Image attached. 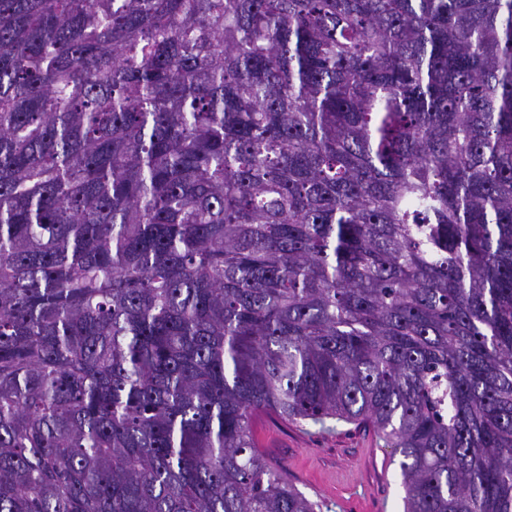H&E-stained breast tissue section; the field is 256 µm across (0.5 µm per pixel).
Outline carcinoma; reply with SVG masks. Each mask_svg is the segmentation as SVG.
Here are the masks:
<instances>
[{
  "label": "carcinoma",
  "mask_w": 512,
  "mask_h": 512,
  "mask_svg": "<svg viewBox=\"0 0 512 512\" xmlns=\"http://www.w3.org/2000/svg\"><path fill=\"white\" fill-rule=\"evenodd\" d=\"M262 416L512 512V0H0V512H319Z\"/></svg>",
  "instance_id": "carcinoma-1"
}]
</instances>
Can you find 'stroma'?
<instances>
[{"mask_svg":"<svg viewBox=\"0 0 512 512\" xmlns=\"http://www.w3.org/2000/svg\"><path fill=\"white\" fill-rule=\"evenodd\" d=\"M256 430L260 447L287 456L296 487L326 512H403L399 467L371 426L339 422L324 433L308 420L264 417Z\"/></svg>","mask_w":512,"mask_h":512,"instance_id":"obj_1","label":"stroma"}]
</instances>
